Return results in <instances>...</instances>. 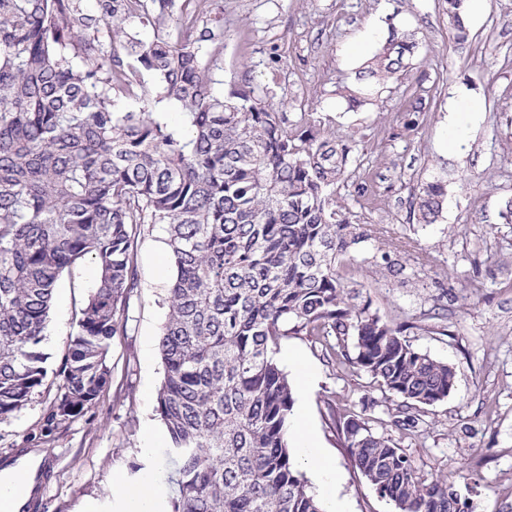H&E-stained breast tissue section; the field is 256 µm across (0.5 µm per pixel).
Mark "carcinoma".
Here are the masks:
<instances>
[{"label":"carcinoma","instance_id":"cac0c4a2","mask_svg":"<svg viewBox=\"0 0 512 512\" xmlns=\"http://www.w3.org/2000/svg\"><path fill=\"white\" fill-rule=\"evenodd\" d=\"M0 0V418L47 377L40 350L63 272L90 257L96 286L56 371L63 392L48 421L81 415L108 384L118 302L137 285L142 227L168 233L174 276L159 349L157 413L174 465L172 512H324L287 441L294 394L276 355L307 336L339 366L369 374L399 400L380 425L408 430L448 399L450 364L413 347L338 272L380 254L384 273L418 276L374 224L336 200L353 141L300 113L293 123L256 88L224 93L215 69L224 19L200 0ZM465 0H443L457 45L468 41ZM133 18L157 26L123 40ZM418 51L395 25L344 88L348 108L371 101ZM154 78L145 82L142 72ZM133 108L120 112L118 102ZM182 109L169 126L152 106ZM446 184L413 193L410 214L434 224ZM441 305L424 324L437 330ZM356 468L396 512H474L444 476H418L388 432L362 414L334 417Z\"/></svg>","mask_w":512,"mask_h":512}]
</instances>
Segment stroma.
<instances>
[{"instance_id": "obj_1", "label": "stroma", "mask_w": 512, "mask_h": 512, "mask_svg": "<svg viewBox=\"0 0 512 512\" xmlns=\"http://www.w3.org/2000/svg\"><path fill=\"white\" fill-rule=\"evenodd\" d=\"M224 15L220 42L223 89L260 86L288 117L312 113L323 128L358 140L353 179L371 182L376 195L365 215L389 239L412 241L405 256L431 252V269L409 280L385 276L373 263L342 268L367 292L388 321H414L437 302L448 305V333L411 329L413 346L448 362L456 386L429 407L415 430H393L417 473H441L469 494L475 512H512V224L499 217L512 197V0H483L467 12L469 39L457 46L442 0H217ZM415 32L419 51L400 80L369 104L348 110L341 96L361 63L384 41L389 25ZM478 105L461 131L449 129L459 95ZM426 106L416 129L409 110ZM441 177L448 199L436 223L409 218L420 183ZM138 285L120 301L123 331L107 356L110 383L82 416L58 426L48 417L60 380L48 379L20 410L0 418V458L38 449L47 466V490L28 512H82L89 501L120 512L109 495L114 469L128 478L159 476L162 446L142 453L146 428L164 433L156 398L164 377L159 339L167 319L166 290L173 264L164 226H144L138 241ZM93 260L59 279L42 347L55 371L95 284ZM296 354L316 382L294 405L304 408L336 468L338 512H396L355 468L336 434L329 403L348 404L366 418L391 408L370 375L340 367L308 337L289 335L280 365Z\"/></svg>"}]
</instances>
